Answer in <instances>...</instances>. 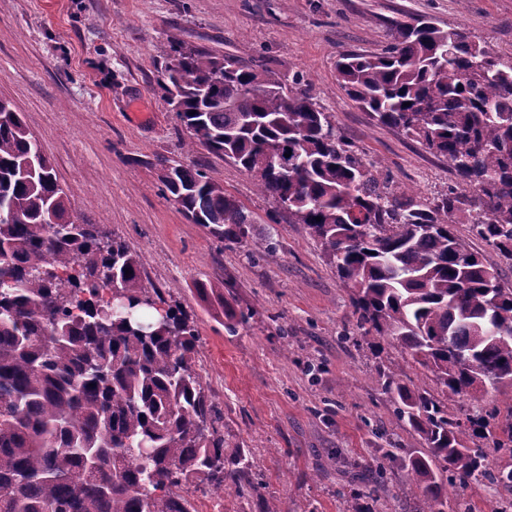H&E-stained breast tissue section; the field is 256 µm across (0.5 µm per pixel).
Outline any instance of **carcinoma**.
<instances>
[{
    "instance_id": "obj_1",
    "label": "carcinoma",
    "mask_w": 512,
    "mask_h": 512,
    "mask_svg": "<svg viewBox=\"0 0 512 512\" xmlns=\"http://www.w3.org/2000/svg\"><path fill=\"white\" fill-rule=\"evenodd\" d=\"M164 92L190 145L231 159L302 224L349 289L356 327L386 336L429 371L437 393L378 368L397 421L428 449L399 460L426 504L442 485L488 479L479 437L512 456V403L495 425L448 406L470 387L512 381V285L456 233L512 265V57L426 20L397 24L377 55L336 61L348 97L448 160L460 183L428 206L381 183L300 88L257 62L173 40ZM260 86L253 96L243 92ZM161 192L226 246L254 241L255 220L201 168L158 159ZM0 512H190L200 483L257 490L227 452L194 368L199 336L141 276L142 255L100 224H80L22 113L0 98ZM465 362L448 371V346ZM467 223V213L464 215H460L458 217V224H456V230L458 234L463 236L466 242H468V244L470 245V247L473 250L478 251L488 264L499 267L502 276L508 279V281L512 284V268L510 266H505L504 264L501 263V260L494 249H492L482 240L471 236L468 233L469 224Z\"/></svg>"
}]
</instances>
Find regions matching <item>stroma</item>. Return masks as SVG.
Here are the masks:
<instances>
[{
  "label": "stroma",
  "mask_w": 512,
  "mask_h": 512,
  "mask_svg": "<svg viewBox=\"0 0 512 512\" xmlns=\"http://www.w3.org/2000/svg\"><path fill=\"white\" fill-rule=\"evenodd\" d=\"M424 17L512 56V0H0V98L9 99L51 158L75 219L101 224L144 258L143 281L181 307L200 346L195 368L227 450L251 464L259 490L189 491L195 512H423L400 471L362 499L357 466L380 449L424 456L393 415L378 376L413 389L430 373L389 339L362 335L350 292L304 225L288 221L252 176L202 147L187 148L157 70L172 39L259 61L303 87L382 179L424 203L454 186L446 159L401 130L377 124L340 87L336 59L378 53L389 24ZM191 163L252 212L273 252L227 247L160 191L157 158ZM247 310L237 334L224 313ZM445 512H512V488L484 479L447 488Z\"/></svg>",
  "instance_id": "stroma-1"
}]
</instances>
